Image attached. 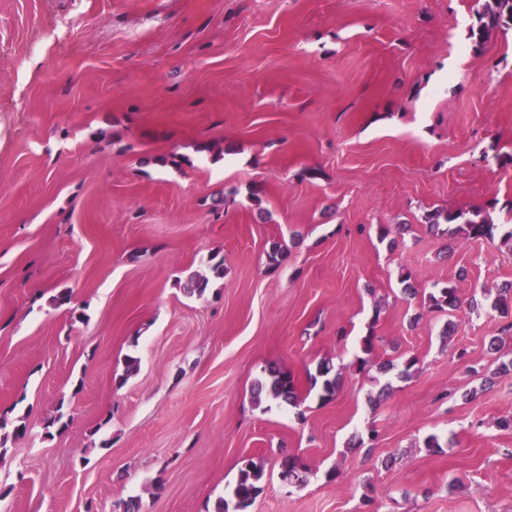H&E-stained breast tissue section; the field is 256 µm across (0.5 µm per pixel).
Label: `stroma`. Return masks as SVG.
<instances>
[{"label":"stroma","mask_w":512,"mask_h":512,"mask_svg":"<svg viewBox=\"0 0 512 512\" xmlns=\"http://www.w3.org/2000/svg\"><path fill=\"white\" fill-rule=\"evenodd\" d=\"M477 7L0 0V414L32 428L0 456V512H213L249 459L250 512H512L492 307L512 246L424 224L512 225V31L474 49ZM215 253L203 296L176 288ZM447 283L450 337L425 305ZM323 362L326 401L307 392ZM272 367L302 408L255 404ZM60 408L72 423L45 436ZM426 220L431 231L443 221L444 224L454 225L451 229L453 235L463 234L468 239L493 241L499 232V225L492 223L480 209L436 211L428 214ZM309 380L308 394L318 388V396L321 400L333 399L337 389V376L332 375V368L328 363L320 364L317 367L316 374H310Z\"/></svg>","instance_id":"obj_1"}]
</instances>
